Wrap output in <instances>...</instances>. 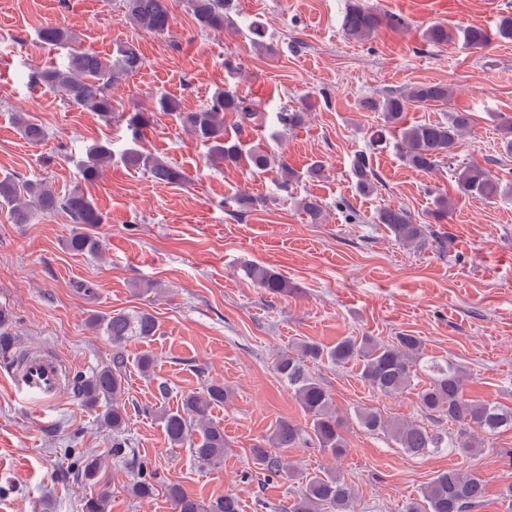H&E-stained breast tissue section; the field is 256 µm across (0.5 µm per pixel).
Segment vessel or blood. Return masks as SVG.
Segmentation results:
<instances>
[{
  "label": "vessel or blood",
  "mask_w": 512,
  "mask_h": 512,
  "mask_svg": "<svg viewBox=\"0 0 512 512\" xmlns=\"http://www.w3.org/2000/svg\"><path fill=\"white\" fill-rule=\"evenodd\" d=\"M10 379L15 393L34 406L53 401L68 387L61 358L44 349H32L15 356Z\"/></svg>",
  "instance_id": "1"
}]
</instances>
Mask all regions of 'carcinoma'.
Returning a JSON list of instances; mask_svg holds the SVG:
<instances>
[{
    "label": "carcinoma",
    "instance_id": "obj_1",
    "mask_svg": "<svg viewBox=\"0 0 512 512\" xmlns=\"http://www.w3.org/2000/svg\"><path fill=\"white\" fill-rule=\"evenodd\" d=\"M235 0H188L189 10L197 28L202 31H240L233 19ZM171 0H123L124 18L137 28L157 35L169 32L173 20ZM383 23L382 17L369 9L364 0H347L342 25L346 36L366 41ZM250 41L272 55L275 49L265 41L264 30L252 24L247 27ZM425 41L445 45L457 39L475 50L488 48L493 41H512V15L501 17L493 33L478 26L433 24L424 34ZM37 39L52 48L64 49L66 54L58 64L28 74L32 87L55 90L61 99L81 111L95 112L124 128L129 142L120 152V161L129 169H142L162 184L180 185L187 181L186 173L161 157L145 151L140 143L146 132L154 128L157 114L175 116L192 137L208 149L210 160L227 166L245 165L254 171L276 170L279 186L286 190L295 178L288 164L277 159L263 143L242 138L240 130L249 127L263 131L267 115L242 96L236 87L225 83L214 89L208 103L185 112L179 99L157 96L151 107L135 105L126 112H118L109 89L130 78L142 69L144 59L132 43H122L112 53L102 56L95 52L71 48L75 42L72 30L54 22L44 23L37 31ZM450 88L446 83H423L404 91H388L381 95L365 96L359 107L366 112H378L384 125L372 135L381 143L393 133L403 161L413 170L430 174L440 165L451 162L460 138L473 127V114L466 111L448 113L444 121L408 124L405 112L415 104L448 103ZM313 104L304 101L302 107L276 113V121L283 130H292L304 121V112ZM231 112L238 118L235 134L224 129V114ZM14 125L28 143L37 145L46 138V128L35 115L17 113ZM115 153L113 141L95 140L85 147L79 161L75 185L59 194L45 180H31L9 174L0 177V207H7L17 224H28L38 214L62 212L75 224L66 242L68 250L79 254L99 255L100 240L88 228L105 221L103 213L82 185L100 180L112 165ZM353 174L358 189L368 193L375 188L377 173L370 153L360 151L353 159ZM503 181L490 168L473 162L458 174L456 189L467 198L492 201L502 195ZM432 215L438 221L448 218L454 206L446 194L434 199ZM300 206L315 224L323 217L322 205L312 197L300 201ZM374 222L383 224L395 239L405 246L422 248L434 232L425 224H418L410 211L402 207H383L374 215ZM265 293L273 296L288 293V280L275 269L251 264L243 269ZM89 325L98 334L119 346L132 340H146L159 332L154 315L145 311H113L90 318ZM10 318L0 310V355L9 351L13 336L9 332ZM338 367L356 363L360 378L374 392L397 396L410 389L418 370L428 372L429 385L417 393L420 412L432 421V427L413 422L390 423L376 410L357 411L360 425L370 432L387 435L397 447L413 456H424L448 448L462 453L474 450V432L495 435L512 428V409L487 402H476L464 395V373L451 360L425 358L422 341L410 334H401L390 343L375 338L347 336L330 347L303 342L297 348L278 354L272 362L273 371L292 390L293 395L310 422L309 431L286 419L276 422L272 434L263 443L251 449L255 464L270 475L292 474L294 468L273 448H292L306 434L321 451L334 458L343 456L347 443L343 435L344 422L338 416L331 394L312 376L308 363L321 359ZM124 358L117 352L112 364L83 378L76 388L84 404L91 408L104 406L98 418L102 425L112 429V455L126 461L133 469V490L142 497L155 491V474L138 462L135 449L125 438L126 411L122 397L125 394ZM224 385L210 383L200 391L184 395L181 408L161 411V420L172 446L188 445L198 464L218 467L224 462V427L213 421L211 408L225 402ZM448 421L451 428L441 426ZM165 493L173 503V512H239L235 495L225 494L204 504L189 494L181 484L170 482ZM486 498V484L475 473L461 474L456 469L434 477L421 491V497L406 505V512H470ZM353 494L348 484L330 471L306 477L296 490L290 512H351Z\"/></svg>",
    "mask_w": 512,
    "mask_h": 512
}]
</instances>
